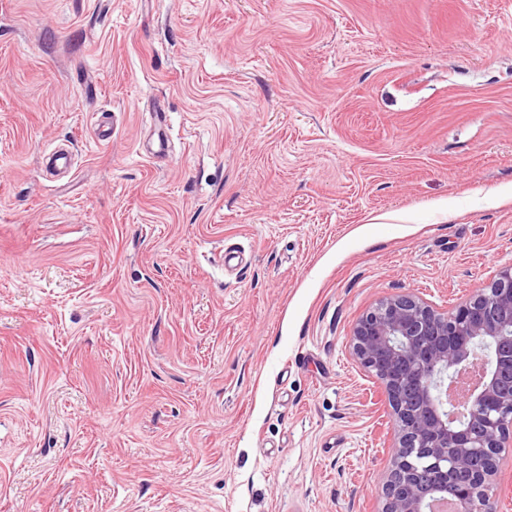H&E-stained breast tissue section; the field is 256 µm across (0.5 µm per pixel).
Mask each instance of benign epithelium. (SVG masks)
<instances>
[{
    "mask_svg": "<svg viewBox=\"0 0 512 512\" xmlns=\"http://www.w3.org/2000/svg\"><path fill=\"white\" fill-rule=\"evenodd\" d=\"M353 354L384 384L396 453L382 512H493L502 452L512 447V266L452 312L413 293L384 298L352 330ZM478 372L457 426L448 388ZM483 451L482 461L474 452Z\"/></svg>",
    "mask_w": 512,
    "mask_h": 512,
    "instance_id": "7a95c632",
    "label": "benign epithelium"
}]
</instances>
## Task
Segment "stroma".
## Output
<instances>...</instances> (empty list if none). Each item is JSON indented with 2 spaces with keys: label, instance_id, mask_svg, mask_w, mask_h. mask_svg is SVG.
<instances>
[{
  "label": "stroma",
  "instance_id": "stroma-1",
  "mask_svg": "<svg viewBox=\"0 0 512 512\" xmlns=\"http://www.w3.org/2000/svg\"><path fill=\"white\" fill-rule=\"evenodd\" d=\"M509 265L512 0H0V512H381L354 325Z\"/></svg>",
  "mask_w": 512,
  "mask_h": 512
}]
</instances>
